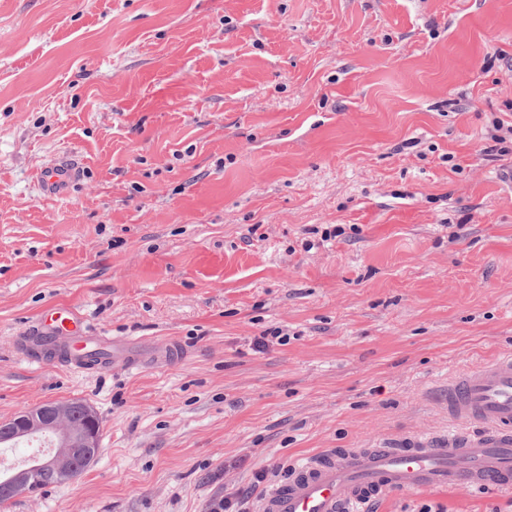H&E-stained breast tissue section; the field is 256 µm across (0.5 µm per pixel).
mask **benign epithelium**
I'll list each match as a JSON object with an SVG mask.
<instances>
[{"label":"benign epithelium","instance_id":"benign-epithelium-1","mask_svg":"<svg viewBox=\"0 0 512 512\" xmlns=\"http://www.w3.org/2000/svg\"><path fill=\"white\" fill-rule=\"evenodd\" d=\"M70 403L61 402L52 406L44 404L25 409L12 418L4 430L16 438L31 436L39 432L50 431L54 435L55 450L24 470L16 481L10 484L14 496L32 494L39 487V473L52 469L72 479L70 458L82 448L100 447L101 435L97 415L93 407L83 403L85 424L74 425L69 422L68 409Z\"/></svg>","mask_w":512,"mask_h":512}]
</instances>
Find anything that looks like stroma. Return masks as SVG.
Segmentation results:
<instances>
[{
	"label": "stroma",
	"instance_id": "1",
	"mask_svg": "<svg viewBox=\"0 0 512 512\" xmlns=\"http://www.w3.org/2000/svg\"><path fill=\"white\" fill-rule=\"evenodd\" d=\"M502 112L512 0H0V421L82 399L102 428L0 512H209L281 462L455 431L449 378L512 352ZM62 156L82 179L46 195ZM53 306L188 354L29 362ZM426 507L512 492L371 512ZM502 113L510 119H505L501 116H493L489 140L494 144L484 149L487 155L503 156L512 153V114L507 112ZM508 143H510V145H508ZM492 152H496V154Z\"/></svg>",
	"mask_w": 512,
	"mask_h": 512
}]
</instances>
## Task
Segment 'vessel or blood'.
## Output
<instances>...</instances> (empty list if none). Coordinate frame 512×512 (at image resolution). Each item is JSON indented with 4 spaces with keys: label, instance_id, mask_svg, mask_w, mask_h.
<instances>
[{
    "label": "vessel or blood",
    "instance_id": "obj_1",
    "mask_svg": "<svg viewBox=\"0 0 512 512\" xmlns=\"http://www.w3.org/2000/svg\"><path fill=\"white\" fill-rule=\"evenodd\" d=\"M78 178V164L67 159L37 170L42 190L53 195L68 191ZM40 323L35 335L23 339L32 361L50 346L67 350V363L76 369L101 351L120 365L142 358L170 364L180 358L172 341L144 354L134 339L82 334L65 307L46 310ZM447 403L460 431L416 437L400 448H349L313 456L263 495L260 512H361L374 496L390 491L512 490V353L458 373L448 384Z\"/></svg>",
    "mask_w": 512,
    "mask_h": 512
}]
</instances>
